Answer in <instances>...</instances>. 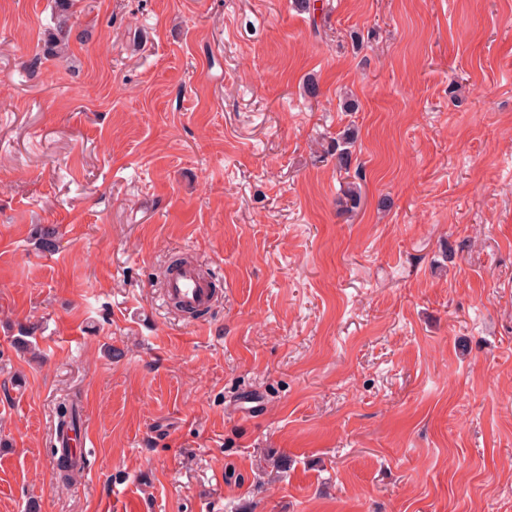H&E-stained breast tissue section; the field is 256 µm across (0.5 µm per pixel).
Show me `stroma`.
<instances>
[{
	"label": "stroma",
	"mask_w": 512,
	"mask_h": 512,
	"mask_svg": "<svg viewBox=\"0 0 512 512\" xmlns=\"http://www.w3.org/2000/svg\"><path fill=\"white\" fill-rule=\"evenodd\" d=\"M0 512H512V0H0ZM163 299L169 303L177 299L188 308L209 306L213 302V296L203 287L193 267L183 268L167 279ZM79 414V406L76 400L71 399L61 402L57 408L58 424L56 431L75 430L80 418Z\"/></svg>",
	"instance_id": "stroma-1"
}]
</instances>
